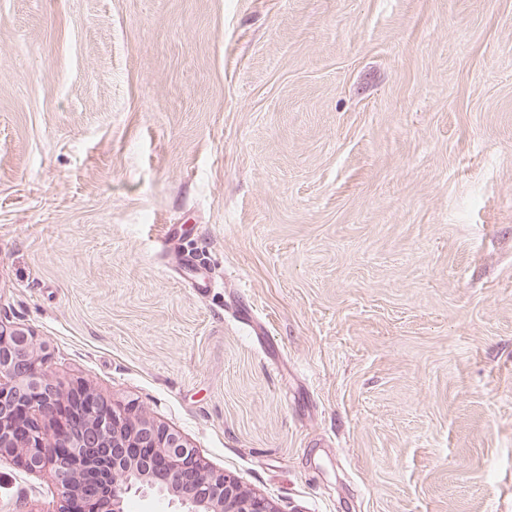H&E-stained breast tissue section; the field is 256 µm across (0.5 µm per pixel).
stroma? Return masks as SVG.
<instances>
[{"mask_svg":"<svg viewBox=\"0 0 512 512\" xmlns=\"http://www.w3.org/2000/svg\"><path fill=\"white\" fill-rule=\"evenodd\" d=\"M0 322L280 512H512V0H0Z\"/></svg>","mask_w":512,"mask_h":512,"instance_id":"1","label":"stroma"}]
</instances>
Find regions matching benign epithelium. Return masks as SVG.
<instances>
[{
	"label": "benign epithelium",
	"mask_w": 512,
	"mask_h": 512,
	"mask_svg": "<svg viewBox=\"0 0 512 512\" xmlns=\"http://www.w3.org/2000/svg\"><path fill=\"white\" fill-rule=\"evenodd\" d=\"M33 336L0 323V459L50 472L60 490L56 512H126L133 496L166 499L180 512H279L131 401L101 406L92 395L84 422L73 418L67 406L76 388L50 377Z\"/></svg>",
	"instance_id": "obj_1"
}]
</instances>
